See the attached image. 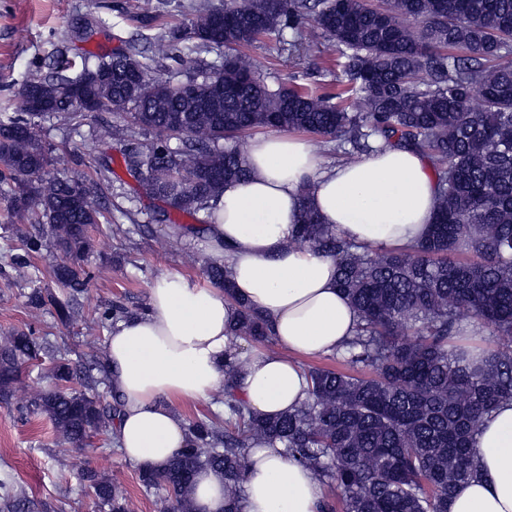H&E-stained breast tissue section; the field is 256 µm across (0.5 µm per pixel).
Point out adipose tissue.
Here are the masks:
<instances>
[{
  "label": "adipose tissue",
  "instance_id": "adipose-tissue-1",
  "mask_svg": "<svg viewBox=\"0 0 512 512\" xmlns=\"http://www.w3.org/2000/svg\"><path fill=\"white\" fill-rule=\"evenodd\" d=\"M248 175L225 186L206 211L209 257L226 263L235 299L177 272L160 274L145 312L109 332L104 376L122 411L114 432L123 456L163 466L187 438L181 405L224 387V358L237 300L268 321L273 349L253 350L237 394L274 417L308 395L304 359L336 353L356 333L359 316L337 286L333 257L292 246L303 209L342 238L364 247L406 249L427 232L438 187L419 152L391 146L335 164L306 141L270 133L251 139ZM479 474L459 485L448 512H512V402L501 403L474 441ZM195 512H224V479L200 471ZM316 474L279 448L246 451L243 512H320Z\"/></svg>",
  "mask_w": 512,
  "mask_h": 512
}]
</instances>
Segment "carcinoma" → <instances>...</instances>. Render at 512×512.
<instances>
[{"label":"carcinoma","instance_id":"cac0c4a2","mask_svg":"<svg viewBox=\"0 0 512 512\" xmlns=\"http://www.w3.org/2000/svg\"><path fill=\"white\" fill-rule=\"evenodd\" d=\"M329 40L345 48L348 84L333 95L298 85L271 87L239 48L262 39L302 37L305 9ZM419 21L414 29L402 20ZM190 56L228 49L224 61L196 82L191 95L148 77L134 52L98 55L76 77L53 62L27 82L38 88L32 109L0 119V181L13 184L12 206L41 228L25 235L13 258L28 266L50 230L64 260L52 267L63 298L52 300L62 321L94 277L87 262L90 228L101 213L82 182L47 178L48 150L36 120L66 114L76 125L88 113L112 114L153 135L122 151L126 170L151 196L193 217L243 179L246 133L298 130L366 152L374 145L424 154L437 179L438 204L426 235L407 251L362 250L304 211L292 243L337 257V286L357 309L356 335L336 359L344 369L308 371L305 402L275 418L253 412L235 394L242 367L232 345L224 362V418L188 423V438L162 467L139 469L147 489L165 493L163 512H194L196 473L210 469L241 491L246 449L266 443L340 490L343 512H447L457 485L477 475L474 437L502 401H512V0H224L191 22ZM458 48V58L448 50ZM356 96L358 112L334 100ZM482 106L469 105L472 97ZM178 140L176 147L170 140ZM471 260L455 258L459 252ZM207 280L237 305L231 336L271 341L265 318L235 299L226 265L209 259ZM466 313L502 341L492 351L452 345ZM132 315L121 302L99 311L110 327ZM51 349L34 330L0 346V405L9 406L20 367ZM55 384L31 400L66 441L82 448L111 428L118 401L105 405L75 388L103 371L53 356ZM97 512H127L125 498L95 469L83 470ZM31 500L0 481V512H33Z\"/></svg>","mask_w":512,"mask_h":512}]
</instances>
